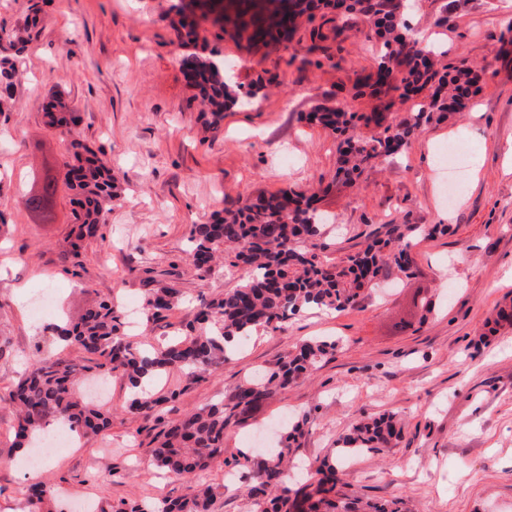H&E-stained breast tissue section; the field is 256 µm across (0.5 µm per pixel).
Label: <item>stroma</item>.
<instances>
[{"mask_svg":"<svg viewBox=\"0 0 512 512\" xmlns=\"http://www.w3.org/2000/svg\"><path fill=\"white\" fill-rule=\"evenodd\" d=\"M408 2L410 27L443 49L440 63L465 60L478 90L465 108L423 126L408 152L343 182L336 134L306 115L338 102L377 112V100L354 89L375 65L363 17L323 26L321 47L344 51L318 66L299 61L312 43L306 24L290 42L260 50L228 36L217 41L236 84L259 94L226 111L214 133L179 63L171 0H39L38 25L15 61L14 107L0 115V512H30L23 490L38 483L54 492L52 512H76L83 498L102 512L187 495L192 478L153 465L154 436L321 339L335 350L226 435L207 474L220 512H251L228 463L243 451L261 459L260 438L281 415L307 416L296 456L313 467L332 458L336 440L362 417L387 412L401 418L403 437L383 452L342 458L349 496L397 497L408 512H512V325L484 333L497 306L512 300V42L503 38L512 8L504 0ZM56 94L73 101L81 140L122 188L74 273L60 261L75 227L71 191L59 188L49 224L35 223L23 203L33 171L69 159L47 123ZM461 139L478 166L466 172L465 203L448 208L439 201L436 156ZM321 185L328 191L319 207L341 227L324 261H346L382 224L445 222L451 230L414 241L411 276L392 272L358 307L305 310L253 333L207 380L166 376L162 387L180 395L161 419L131 412L127 381L113 375L106 436L81 439L37 472L24 468L26 452L12 445L18 411L10 392L35 346L52 350L50 324L111 299L130 321L132 341L161 346L172 332L144 322L151 289L178 288L184 302L172 320L185 323L198 297H221L239 280L230 267L205 277L194 271L185 247L191 225L210 223L238 200Z\"/></svg>","mask_w":512,"mask_h":512,"instance_id":"35a3bbf8","label":"stroma"}]
</instances>
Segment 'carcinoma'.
<instances>
[{
  "label": "carcinoma",
  "instance_id": "carcinoma-1",
  "mask_svg": "<svg viewBox=\"0 0 512 512\" xmlns=\"http://www.w3.org/2000/svg\"><path fill=\"white\" fill-rule=\"evenodd\" d=\"M402 0H352L345 12H358L370 20L379 41L376 66L366 77V87L386 110L382 98L392 92L420 95L429 91L415 109L396 124L369 128L371 118L349 112L343 105H320L310 113L315 121L339 137L342 165L337 174L346 180L360 177L387 158L405 151L420 128L440 120L461 104L460 90L470 86V70L465 66L436 67L432 48L423 46L411 34L407 23H399ZM311 21L319 11H336V0H175L171 10L184 30L182 46L190 48L180 63L190 66L202 82L196 86L200 103L210 115L209 126L217 131L224 112L231 106L256 97L258 90L241 93L230 83L226 65L218 49L210 46L201 28L216 30L215 38L229 33L248 44L256 32L264 31L270 41H278L279 16ZM29 29L0 28V113L10 109L16 77L11 56L19 54ZM49 126L68 144L73 162L64 163V182L74 192L75 242L61 253L65 265H80L79 242L97 237L106 222L112 202L120 190L111 169L77 132L78 118L70 102L61 96L47 104ZM59 178L43 172L28 190L26 208L51 219ZM317 194L305 195L285 189L269 197L259 196L240 207L224 208V215L210 224H193L187 237V253L196 271L212 273L218 255L232 253L229 265L242 267L241 282L224 296L202 301L192 322L180 327L182 335L158 348L135 345L123 332L121 314L110 300L86 310L76 324L50 326L54 352L35 347L27 373L12 393L21 407L15 447L27 448L42 438L50 425L59 424L79 437L98 436L111 425L110 411L78 399L75 387L85 377L105 379L114 373L125 376L133 392L129 408L148 419L160 407L174 401L180 392L149 394L146 382L171 372H180L199 382L231 359L230 342L260 329H277L289 316L306 309L342 311L357 306L364 290L388 276L391 268L407 275L411 269L408 249L413 234L446 233L447 224L417 226L388 224L386 237L373 236L366 248L343 264L324 265L304 247L325 250L323 239L327 217L318 209ZM180 290L165 286L154 290L144 301L146 322L165 320L175 309ZM329 341L306 342L288 354L265 376L254 375L238 384L225 399L212 402L187 414L155 438L154 463L177 474L195 478L191 492L181 498L159 503H121L101 512H215L212 486L203 482L202 472L224 455V435L241 424L277 391H285L309 374L328 350ZM81 354L75 361L71 352ZM305 420L288 421L279 446L253 463L247 454L236 461L245 467L248 497L254 512H407L400 498L387 502L351 499L342 488L343 472L334 464L315 468L311 482L294 487L288 479L287 458L303 433ZM403 429L393 413L362 420L341 440L343 455L381 453L402 438ZM53 495L45 485L29 487L31 512H40Z\"/></svg>",
  "mask_w": 512,
  "mask_h": 512
}]
</instances>
